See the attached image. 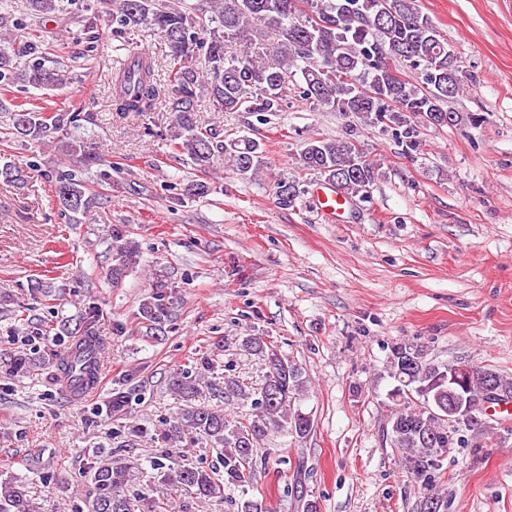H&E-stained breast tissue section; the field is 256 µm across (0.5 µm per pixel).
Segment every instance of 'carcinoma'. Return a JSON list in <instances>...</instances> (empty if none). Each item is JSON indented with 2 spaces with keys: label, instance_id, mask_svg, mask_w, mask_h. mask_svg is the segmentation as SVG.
Returning a JSON list of instances; mask_svg holds the SVG:
<instances>
[{
  "label": "carcinoma",
  "instance_id": "carcinoma-1",
  "mask_svg": "<svg viewBox=\"0 0 512 512\" xmlns=\"http://www.w3.org/2000/svg\"><path fill=\"white\" fill-rule=\"evenodd\" d=\"M61 0H28L27 10L36 19L60 10ZM210 13L215 26L200 24L197 13ZM115 32L129 25L146 24L164 33L174 67L163 87L155 75L153 58L136 59L115 70V111L152 112L162 96L172 98L174 116L170 138L181 153L203 172L218 167L246 175L260 173L259 144L243 138L229 145L212 132L199 128L196 112L206 96L222 112H249L260 117L281 111L288 69L300 68L304 99L334 112L353 114L368 126H379L405 144L409 154L420 146L414 119L433 125H456L442 117L443 103L462 90L457 56L448 54L431 19L416 0H112ZM275 38L276 62L263 61L269 37ZM43 41L29 36L17 41L0 37V112L9 116L3 134L10 138L43 142L61 134L60 148L69 160L86 167L114 163L96 155L91 143L71 131L92 120L88 112H46L42 107L11 109L8 95L16 85L62 89L69 73L48 57ZM240 46L234 52L232 47ZM34 58L24 64L20 59ZM417 74L411 82L404 71ZM298 167L312 171L356 196L369 192L383 175L381 164L350 139L311 138L299 153ZM52 201L68 224L80 223L98 203L87 178L70 167L51 176ZM210 186L192 181L182 196L200 198ZM298 184L287 178L276 182V198L282 207L292 205ZM141 263L138 243L126 226L112 225V255L108 274L118 287ZM174 285L167 271L151 273L149 291L139 306V319L162 333L172 319ZM98 308L86 307L82 329L70 332L69 345L43 358L42 365L54 372L74 373L89 385L96 373L92 350L70 349L79 336L93 338L102 350L105 339L93 334ZM236 348L257 357L264 367L261 387L248 390L238 377L224 375V405L250 403L249 413L239 420L217 406L203 403L202 383L220 367L219 353ZM475 373L461 383H449V364L426 358L423 350L400 343L393 347L390 376L397 385L389 397L397 405L388 424L391 446L400 453L401 467L427 491L420 512H445L444 500L433 492L435 474L441 470L448 449L463 431L476 432L474 448L486 447L489 407L501 398L512 401V377L485 365L473 364ZM309 379L300 364L282 353L279 346L262 336L246 334L221 338L195 366L177 368L167 376V386L180 402L179 412L165 423L168 448L153 461L160 482L156 491L180 488L201 500H224V486L251 482L254 472L267 466L271 452L258 454L269 436L280 433L296 440L313 429L310 415L295 406L304 395ZM467 396V413L476 422L455 426L448 422V390ZM142 399L140 386L127 377L112 387L108 408L118 419L126 416L131 403ZM200 441L222 451L224 476L198 466L186 458L185 449ZM138 463L126 458H102L91 466L93 477L82 504L74 512H132L128 486ZM0 512H40L27 485L15 478L0 480Z\"/></svg>",
  "mask_w": 512,
  "mask_h": 512
}]
</instances>
